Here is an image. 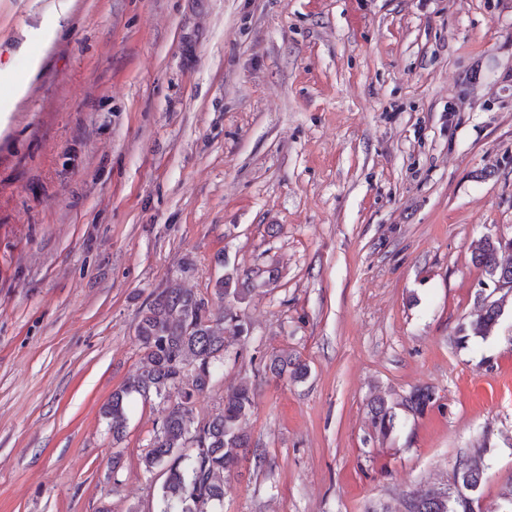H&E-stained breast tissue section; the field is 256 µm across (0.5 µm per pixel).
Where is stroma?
I'll list each match as a JSON object with an SVG mask.
<instances>
[{
  "mask_svg": "<svg viewBox=\"0 0 512 512\" xmlns=\"http://www.w3.org/2000/svg\"><path fill=\"white\" fill-rule=\"evenodd\" d=\"M56 2L0 0V512H158L163 403L132 402L117 475L100 410L152 292L247 272L194 408L257 390L267 464L223 512H381L478 447L493 512L512 294L491 335L458 328L494 288L474 242L512 236V0H72L46 44ZM284 350L304 380L264 374ZM421 386L435 405L374 433L369 400Z\"/></svg>",
  "mask_w": 512,
  "mask_h": 512,
  "instance_id": "stroma-1",
  "label": "stroma"
}]
</instances>
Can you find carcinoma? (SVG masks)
<instances>
[{"label":"carcinoma","mask_w":512,"mask_h":512,"mask_svg":"<svg viewBox=\"0 0 512 512\" xmlns=\"http://www.w3.org/2000/svg\"><path fill=\"white\" fill-rule=\"evenodd\" d=\"M472 262L486 274L512 282V266L498 263V249L484 238L474 246ZM231 277L217 283L214 295L220 302L226 297L244 302L251 292L246 276L229 287ZM505 308V297L479 303V313L461 331L471 336L490 335ZM244 323L234 313L214 311L209 300L185 288H165L155 294L136 326L142 351L139 372L112 392L102 406L112 440L125 437L127 411L137 397L166 399L179 394L154 432L150 449L142 457L144 471L165 475L159 512H216L224 497V473L234 470L240 460L252 456L254 465L266 464L263 451L252 447L242 429V422L253 412L256 390L243 381L227 389L224 406L207 421L194 424L193 405L207 391L224 365V336L241 337ZM262 369L276 377L288 375L293 380L307 374L299 358L286 353L262 362ZM435 403L434 391L428 387L411 392L401 406L414 415L424 413ZM371 422L385 436L395 427L396 414L383 397L367 404ZM467 479L444 490L417 489L409 493L408 512H468Z\"/></svg>","instance_id":"carcinoma-1"}]
</instances>
